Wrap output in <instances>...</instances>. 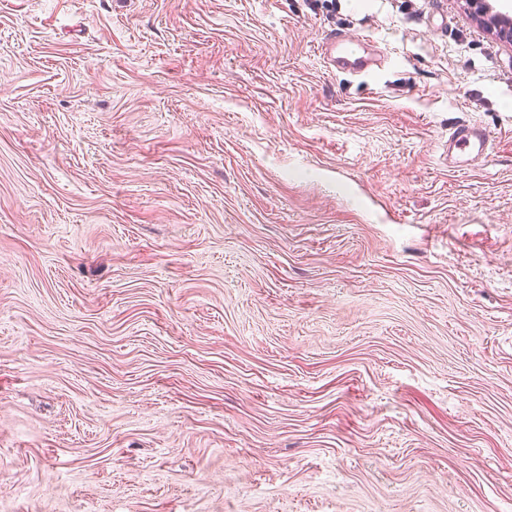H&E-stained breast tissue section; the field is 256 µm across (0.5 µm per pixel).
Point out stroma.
<instances>
[{"instance_id": "stroma-1", "label": "stroma", "mask_w": 512, "mask_h": 512, "mask_svg": "<svg viewBox=\"0 0 512 512\" xmlns=\"http://www.w3.org/2000/svg\"><path fill=\"white\" fill-rule=\"evenodd\" d=\"M0 512H512V44L466 0H0ZM365 37L356 38L345 37L341 35H332L325 39L321 46V54L326 62L336 68L351 74H361L369 68L368 59L360 55ZM494 139L483 126L461 121L448 130V157L468 161L470 157H488L494 149Z\"/></svg>"}]
</instances>
